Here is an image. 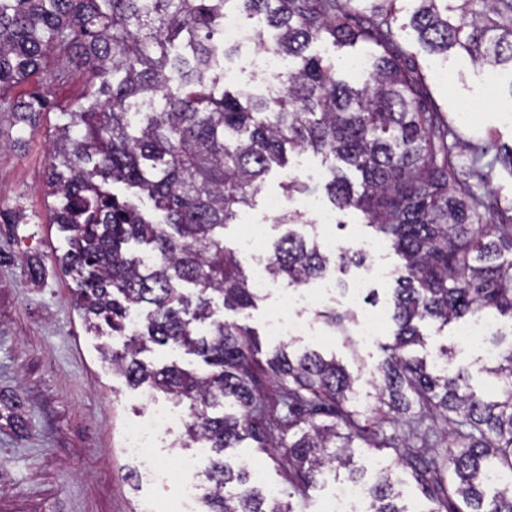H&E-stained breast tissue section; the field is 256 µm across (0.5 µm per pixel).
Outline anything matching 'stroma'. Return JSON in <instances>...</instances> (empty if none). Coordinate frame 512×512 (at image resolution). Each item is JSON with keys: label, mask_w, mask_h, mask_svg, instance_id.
I'll return each instance as SVG.
<instances>
[{"label": "stroma", "mask_w": 512, "mask_h": 512, "mask_svg": "<svg viewBox=\"0 0 512 512\" xmlns=\"http://www.w3.org/2000/svg\"><path fill=\"white\" fill-rule=\"evenodd\" d=\"M400 41L424 75L431 98L464 139L477 142L492 137L503 147H512V75L503 72L489 79L465 52L446 57L429 54L406 31ZM249 56L243 49L225 60L221 87L265 92L267 78L250 66ZM84 95V82L75 72L56 83L53 108L39 113L33 125L16 123L12 113L0 112V139L7 143L0 149V211L23 218L19 224L0 223V512H172L179 498L178 484L146 482L139 462L123 450L126 430L149 415L146 393L130 386L103 361L102 349L114 343L112 332L105 326L96 332L87 329L73 299L76 283L59 263L67 249L66 235L48 221L45 189L52 140L67 123V111ZM462 100L475 107V116L467 123L458 120ZM326 169L321 157L310 154L291 158L288 169H273L253 206L241 208L236 220L225 227L224 243L239 251L244 266H252L250 254L241 249L243 233L261 224L268 240L284 234V226L267 213L265 199L282 197L281 184L287 173H294L310 190L285 199V209L302 212L320 237L335 239L339 246L373 243L367 260L382 266L385 275L370 286L378 294L379 306H386L393 286L390 273L400 259L390 243L367 227L360 211L350 209L337 214L335 223H322L321 212L311 209L309 202L327 204ZM31 263L38 265L39 275H29ZM306 290L312 303L299 314L312 333L291 338L292 349L336 356L349 371L358 373L357 388L366 402H373L377 380L373 370L382 359L379 339L347 344L338 328L317 316L323 309L362 314L363 299L341 290L324 296L318 282ZM288 293L286 283L277 281L256 308L234 312L218 303L215 315L248 324L267 349L276 343L268 334L267 319L285 304ZM496 322V333L470 344L457 342L452 323L442 327L428 321L421 323L420 330L427 350L453 346L455 365L467 369L477 392L490 395L494 384L485 371V352L512 345V317L500 316ZM226 456L233 466L261 470L267 485L288 490V464L280 449L260 448L248 441L228 449Z\"/></svg>", "instance_id": "35a3bbf8"}]
</instances>
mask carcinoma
<instances>
[{
    "label": "carcinoma",
    "mask_w": 512,
    "mask_h": 512,
    "mask_svg": "<svg viewBox=\"0 0 512 512\" xmlns=\"http://www.w3.org/2000/svg\"><path fill=\"white\" fill-rule=\"evenodd\" d=\"M398 0H0V112L29 124L51 102L50 87L80 69L85 102L66 112L47 160L48 221L67 233L62 268L79 282L76 306L86 325L101 320L122 340L103 351L133 387L188 403L182 446L203 441V512H292L280 495L251 484L224 452L250 439L281 448L289 481L303 492L316 476L351 464L356 448H390L439 508L435 512H512V345L486 369L500 385L495 400L477 395L438 349L439 368L409 347L425 346L414 325L448 323L490 311L512 316V201L479 194L484 169H512V150L494 140L466 146L428 97L423 77L398 42ZM409 26L432 53L465 51L477 66L512 70V0H413ZM264 16L277 34L253 31L256 47L295 61L266 93L215 86L235 46L220 32L224 12ZM372 47L362 86L312 44ZM47 74L44 90L13 89ZM312 152L331 161L324 189L339 212L361 211L402 260L388 303L396 325L381 346L379 406L362 407L356 379L336 357L284 346L263 351L254 330L214 318L224 308L256 305L258 291L224 227L262 191L265 176ZM360 173L352 185L344 169ZM135 189L138 201L115 186ZM149 203L150 211L143 209ZM143 246L154 258L128 248ZM365 261L361 251L329 252L315 235L288 230L271 244L266 272L292 287L332 266ZM148 308L139 328L131 312ZM198 357V374L172 363L150 367V346ZM286 413L267 412L268 385ZM448 424L443 453L425 414ZM420 442L412 450L386 435L383 422ZM401 480L386 469L366 485L367 512H409L398 505Z\"/></svg>",
    "instance_id": "1"
}]
</instances>
